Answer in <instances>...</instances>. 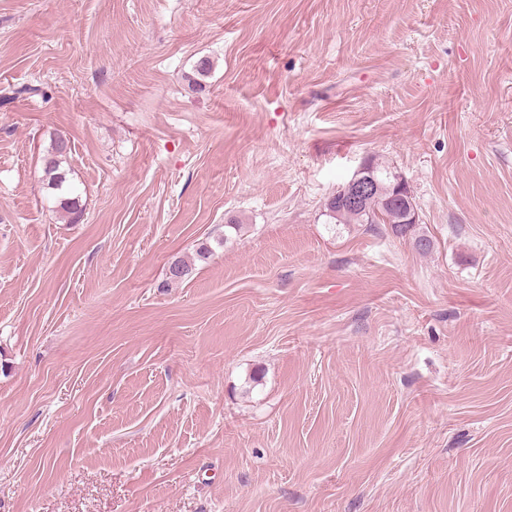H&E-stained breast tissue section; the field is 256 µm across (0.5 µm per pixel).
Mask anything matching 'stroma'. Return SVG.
Listing matches in <instances>:
<instances>
[{
	"instance_id": "1",
	"label": "stroma",
	"mask_w": 512,
	"mask_h": 512,
	"mask_svg": "<svg viewBox=\"0 0 512 512\" xmlns=\"http://www.w3.org/2000/svg\"><path fill=\"white\" fill-rule=\"evenodd\" d=\"M21 83L0 512H512V0H0ZM371 157L431 252L331 223ZM64 141L68 145H62ZM68 141L69 139L63 135L51 138L49 146L42 153L41 165L44 184L55 195V207L67 215H77L81 212L82 206L79 196L68 184V171L64 167L71 151Z\"/></svg>"
}]
</instances>
